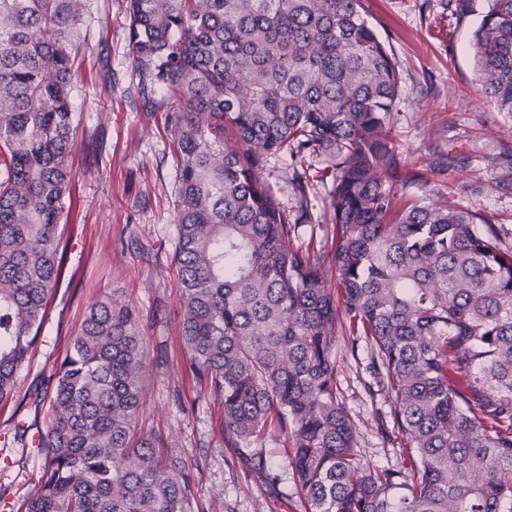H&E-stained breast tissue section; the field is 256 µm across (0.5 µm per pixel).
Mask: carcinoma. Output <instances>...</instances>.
Masks as SVG:
<instances>
[{
	"label": "carcinoma",
	"instance_id": "carcinoma-1",
	"mask_svg": "<svg viewBox=\"0 0 512 512\" xmlns=\"http://www.w3.org/2000/svg\"><path fill=\"white\" fill-rule=\"evenodd\" d=\"M472 35L481 91L512 115V0ZM363 0H126L128 56L150 111L170 104L177 158L181 340L224 414V443L291 441L285 471L307 512H512V250L469 208L412 204L415 174L389 137L396 62ZM76 0H0V403L14 396L59 284V226L80 39ZM322 155L332 256L291 244L261 170ZM365 340L394 405L398 469L364 461L338 399L336 336ZM147 348L135 311L89 307L36 399L43 472L24 512H205L171 449L138 432ZM404 490L394 499L389 490Z\"/></svg>",
	"mask_w": 512,
	"mask_h": 512
}]
</instances>
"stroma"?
<instances>
[{
  "instance_id": "obj_1",
  "label": "stroma",
  "mask_w": 512,
  "mask_h": 512,
  "mask_svg": "<svg viewBox=\"0 0 512 512\" xmlns=\"http://www.w3.org/2000/svg\"><path fill=\"white\" fill-rule=\"evenodd\" d=\"M84 56L71 106L78 136L69 161L73 205L60 229L62 275L15 397L0 404V512H21L42 472L32 442L49 423L39 388L77 333L90 303L116 297L132 306L147 342L146 400L139 430L173 443L195 476L207 512H306L292 483L269 494L249 458L225 446L222 411L193 377L180 337L177 229L171 220L176 157L163 112L143 109L126 47L125 0H80ZM370 25L399 72L391 136L416 177L395 189V206L470 207L512 247V115L487 103L470 43L485 9L460 16L458 0H364ZM308 205L316 219L293 245L323 242L332 231L328 188L307 160ZM365 342L336 341L338 395L358 432L364 460L399 466L389 442L393 403L370 389Z\"/></svg>"
}]
</instances>
